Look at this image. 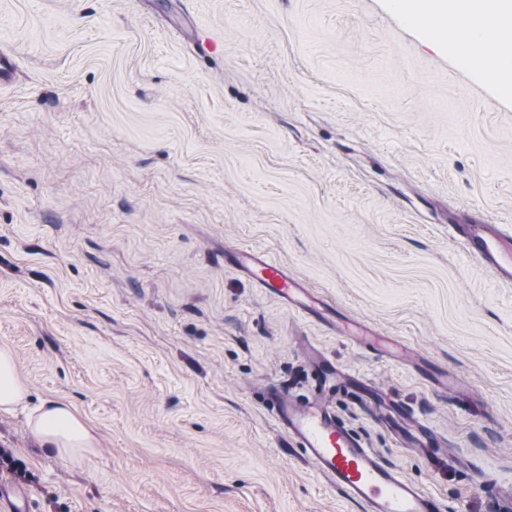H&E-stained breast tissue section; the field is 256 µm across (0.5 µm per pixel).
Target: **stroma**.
I'll return each mask as SVG.
<instances>
[{"instance_id":"35a3bbf8","label":"stroma","mask_w":512,"mask_h":512,"mask_svg":"<svg viewBox=\"0 0 512 512\" xmlns=\"http://www.w3.org/2000/svg\"><path fill=\"white\" fill-rule=\"evenodd\" d=\"M0 48V347L101 441L72 462L0 413L32 512H363L259 399L307 393L313 345L445 512H512V286L456 231L512 226V98L391 0H0ZM242 247L405 361L264 294Z\"/></svg>"}]
</instances>
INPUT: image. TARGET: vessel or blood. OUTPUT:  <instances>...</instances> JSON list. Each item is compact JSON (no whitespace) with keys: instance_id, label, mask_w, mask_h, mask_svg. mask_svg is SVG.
<instances>
[{"instance_id":"b4317fda","label":"vessel or blood","mask_w":512,"mask_h":512,"mask_svg":"<svg viewBox=\"0 0 512 512\" xmlns=\"http://www.w3.org/2000/svg\"><path fill=\"white\" fill-rule=\"evenodd\" d=\"M467 253L493 278L512 285V233L498 224H463L459 227ZM232 263L268 296L309 318H325V304L314 298L287 266L267 253L241 249ZM314 385L308 395L267 390L265 400L282 433L300 448L304 457L336 488L362 504L366 512H443L433 494L387 465L365 440L336 414L332 390L336 367L327 358L312 354ZM0 505L7 512H31L26 489L0 479Z\"/></svg>"}]
</instances>
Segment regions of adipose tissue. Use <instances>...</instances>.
<instances>
[{"label":"adipose tissue","instance_id":"obj_1","mask_svg":"<svg viewBox=\"0 0 512 512\" xmlns=\"http://www.w3.org/2000/svg\"><path fill=\"white\" fill-rule=\"evenodd\" d=\"M395 5L429 34L446 41L461 63L492 77L500 94L512 97V0H394ZM22 411L41 447L80 462L99 445L94 429L63 399L30 404L9 348H0V412Z\"/></svg>","mask_w":512,"mask_h":512}]
</instances>
